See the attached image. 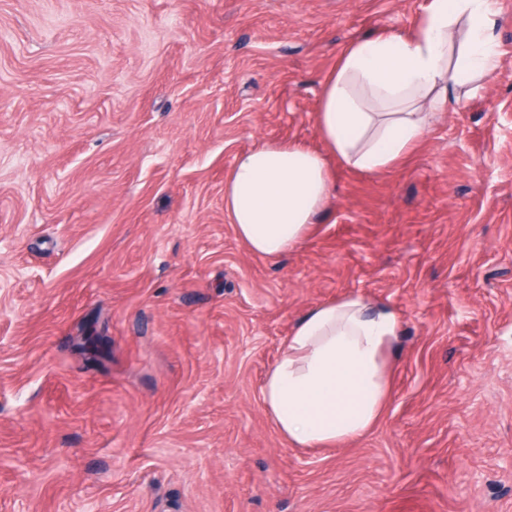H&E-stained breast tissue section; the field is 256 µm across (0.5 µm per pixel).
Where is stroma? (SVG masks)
<instances>
[{
  "label": "stroma",
  "instance_id": "stroma-1",
  "mask_svg": "<svg viewBox=\"0 0 512 512\" xmlns=\"http://www.w3.org/2000/svg\"><path fill=\"white\" fill-rule=\"evenodd\" d=\"M426 0H0V512H512V0L449 99L278 259L224 214L236 154L317 145L350 42ZM402 321L362 439L295 448L264 376L310 307Z\"/></svg>",
  "mask_w": 512,
  "mask_h": 512
}]
</instances>
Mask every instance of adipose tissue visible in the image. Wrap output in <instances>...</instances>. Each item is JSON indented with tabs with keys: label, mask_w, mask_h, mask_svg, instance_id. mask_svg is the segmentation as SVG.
Here are the masks:
<instances>
[{
	"label": "adipose tissue",
	"mask_w": 512,
	"mask_h": 512,
	"mask_svg": "<svg viewBox=\"0 0 512 512\" xmlns=\"http://www.w3.org/2000/svg\"><path fill=\"white\" fill-rule=\"evenodd\" d=\"M496 16L495 0H429L413 29L344 48L321 83L320 147L265 142L237 154L224 177V213L249 251H294L332 197L331 161L366 174L391 169L423 141L449 91L494 76ZM400 334L395 309L361 294L309 309L262 385L277 432L296 448L369 433L391 398Z\"/></svg>",
	"instance_id": "1"
}]
</instances>
